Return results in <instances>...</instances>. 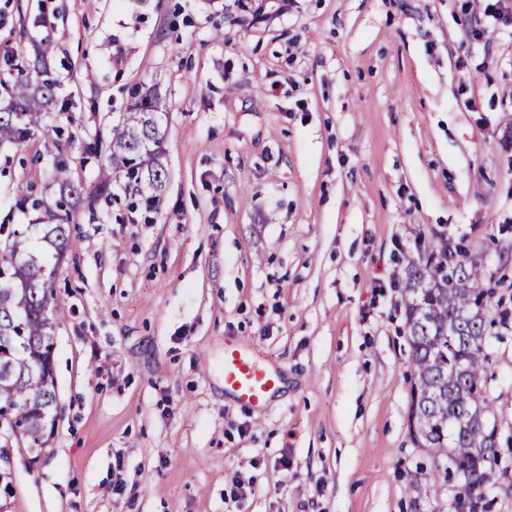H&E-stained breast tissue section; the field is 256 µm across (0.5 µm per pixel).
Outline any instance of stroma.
I'll return each instance as SVG.
<instances>
[{
	"mask_svg": "<svg viewBox=\"0 0 512 512\" xmlns=\"http://www.w3.org/2000/svg\"><path fill=\"white\" fill-rule=\"evenodd\" d=\"M51 43L58 104L0 145V224L64 159L59 418L0 512H452L414 492L408 259L461 244L507 312L486 343L512 512V21L481 0H0V79ZM167 112L154 202L105 168L135 90ZM108 195L95 197L102 179ZM288 378L225 399L224 339ZM254 490L227 500L233 476Z\"/></svg>",
	"mask_w": 512,
	"mask_h": 512,
	"instance_id": "35a3bbf8",
	"label": "stroma"
}]
</instances>
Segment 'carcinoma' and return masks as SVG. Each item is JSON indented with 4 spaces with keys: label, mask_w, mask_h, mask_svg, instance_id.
I'll return each mask as SVG.
<instances>
[{
    "label": "carcinoma",
    "mask_w": 512,
    "mask_h": 512,
    "mask_svg": "<svg viewBox=\"0 0 512 512\" xmlns=\"http://www.w3.org/2000/svg\"><path fill=\"white\" fill-rule=\"evenodd\" d=\"M44 47L29 66L19 65L0 101V143L26 141L56 104L57 82L48 69ZM167 120L154 91L136 101L112 128L106 163L153 201L163 190ZM54 198L36 197L30 209L34 224L11 229L0 224V267L10 287L0 288V348L9 368L0 380V419L26 437L28 447L46 444L48 426L58 418L55 385L48 380L47 348L54 343L50 317L52 278L44 257L62 260L71 238L70 201L80 199L63 162L55 165ZM405 333L410 347L412 405L409 432L429 452V471L419 468L436 492L456 488L455 512H486L483 490L497 465L494 429L488 425L491 405L484 382L488 355L485 339L494 324L485 283L477 263L457 254L448 264V245L431 249L406 265Z\"/></svg>",
    "instance_id": "carcinoma-1"
}]
</instances>
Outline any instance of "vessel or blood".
<instances>
[{
	"mask_svg": "<svg viewBox=\"0 0 512 512\" xmlns=\"http://www.w3.org/2000/svg\"><path fill=\"white\" fill-rule=\"evenodd\" d=\"M224 394L242 407L262 410L286 385L283 375L261 362L239 338L224 339Z\"/></svg>",
	"mask_w": 512,
	"mask_h": 512,
	"instance_id": "obj_1",
	"label": "vessel or blood"
}]
</instances>
